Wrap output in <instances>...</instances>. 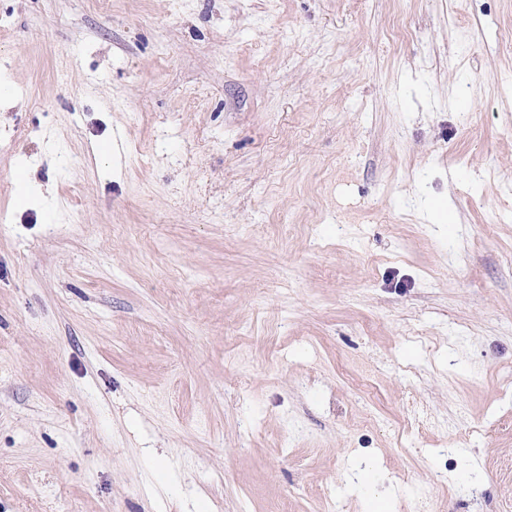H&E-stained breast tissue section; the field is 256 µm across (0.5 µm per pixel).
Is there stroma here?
I'll list each match as a JSON object with an SVG mask.
<instances>
[{"mask_svg":"<svg viewBox=\"0 0 512 512\" xmlns=\"http://www.w3.org/2000/svg\"><path fill=\"white\" fill-rule=\"evenodd\" d=\"M512 0H0V512H512Z\"/></svg>","mask_w":512,"mask_h":512,"instance_id":"35a3bbf8","label":"stroma"}]
</instances>
